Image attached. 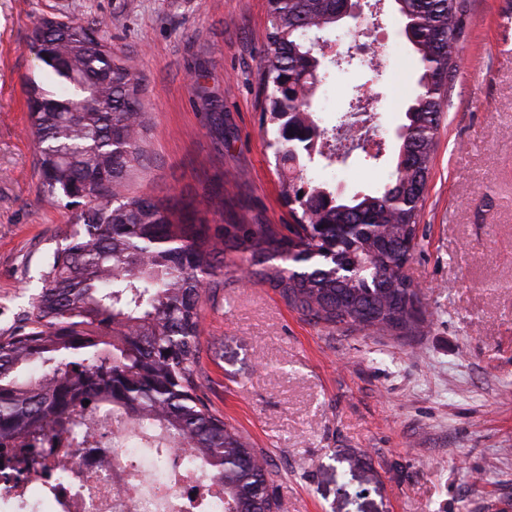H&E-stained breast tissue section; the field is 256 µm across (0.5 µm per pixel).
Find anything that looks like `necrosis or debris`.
Returning <instances> with one entry per match:
<instances>
[{
    "label": "necrosis or debris",
    "instance_id": "1",
    "mask_svg": "<svg viewBox=\"0 0 512 512\" xmlns=\"http://www.w3.org/2000/svg\"><path fill=\"white\" fill-rule=\"evenodd\" d=\"M78 445L46 436L39 447L50 472L70 474L66 485L48 488L51 512H175L189 497L208 512H223L224 493L196 469L188 454L161 458L112 420L90 415Z\"/></svg>",
    "mask_w": 512,
    "mask_h": 512
}]
</instances>
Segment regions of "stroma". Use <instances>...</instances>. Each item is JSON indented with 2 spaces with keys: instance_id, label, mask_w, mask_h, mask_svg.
Returning a JSON list of instances; mask_svg holds the SVG:
<instances>
[{
  "instance_id": "stroma-1",
  "label": "stroma",
  "mask_w": 512,
  "mask_h": 512,
  "mask_svg": "<svg viewBox=\"0 0 512 512\" xmlns=\"http://www.w3.org/2000/svg\"><path fill=\"white\" fill-rule=\"evenodd\" d=\"M368 22L374 69H330L314 108L337 124L356 85L378 93L355 115L379 163L336 145L309 177L345 195L382 187L418 72L394 0ZM43 16L98 20L131 58L153 114L147 168L133 191L194 204L211 224L292 221L267 147L258 72L267 0H0V335L27 317L44 259L77 210L52 206L26 106L58 85L30 47ZM464 64L443 100L404 274L426 329L407 342L309 323L272 288L247 283L248 256L224 255L203 308L198 382L212 408L275 474L278 512H502L512 504V0H465ZM398 49L402 62L387 52ZM399 96L383 98L385 84Z\"/></svg>"
}]
</instances>
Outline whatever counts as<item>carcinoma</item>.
<instances>
[{"instance_id": "1", "label": "carcinoma", "mask_w": 512, "mask_h": 512, "mask_svg": "<svg viewBox=\"0 0 512 512\" xmlns=\"http://www.w3.org/2000/svg\"><path fill=\"white\" fill-rule=\"evenodd\" d=\"M344 2L268 0L259 86L268 148L293 213L286 235L255 224L213 227L170 198L131 192L152 122L136 66L112 52L99 24L43 17L32 29V50L63 89L34 83L28 91L41 195L80 210L46 259L25 324L0 336L5 464L13 457L4 449L19 443L31 449L25 469L49 476L33 452L41 436H77L83 412L106 402L142 437L188 450L222 484L224 512H276L267 462L199 394L201 307L219 285L227 248L249 252L254 283L316 325L397 339L421 332L422 302L402 269L419 243L464 5L395 0L420 75L395 132L389 181L375 194L346 197L306 177L315 157L333 161L313 97L325 78L319 34L336 29ZM370 106L357 87L345 115Z\"/></svg>"}]
</instances>
